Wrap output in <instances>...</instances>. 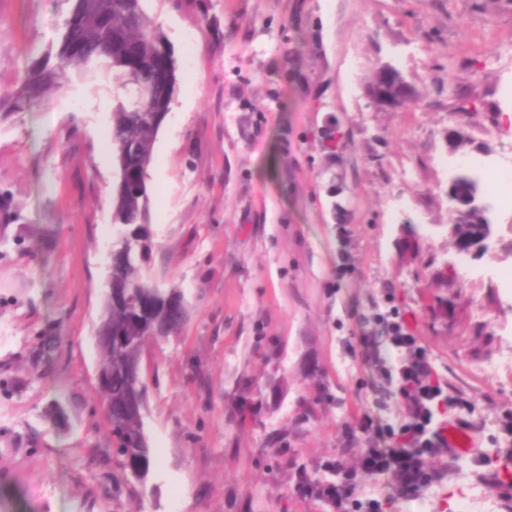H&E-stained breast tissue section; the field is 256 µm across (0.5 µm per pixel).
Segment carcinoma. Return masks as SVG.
Masks as SVG:
<instances>
[{
  "label": "carcinoma",
  "instance_id": "carcinoma-1",
  "mask_svg": "<svg viewBox=\"0 0 512 512\" xmlns=\"http://www.w3.org/2000/svg\"><path fill=\"white\" fill-rule=\"evenodd\" d=\"M143 0H73L64 19L55 53L34 58L21 86L0 95L14 112H22L52 91L66 89L74 73H103L112 77L110 146L116 170L112 191V265L107 286L128 298L118 303L104 298L99 323L112 329V341L98 343L100 371L108 378L97 386L102 407L112 408L105 426L113 444L120 445L114 463L123 479L144 486L153 463V449L143 416L127 413L131 398L147 392V383L132 376L135 358L146 352L161 329L188 317L182 291L161 288L144 273L155 248L149 226L150 194L145 172L151 162L160 125L152 114L171 110L177 68L168 37ZM296 475L295 494L316 501L324 512H336V488L343 470L290 460Z\"/></svg>",
  "mask_w": 512,
  "mask_h": 512
}]
</instances>
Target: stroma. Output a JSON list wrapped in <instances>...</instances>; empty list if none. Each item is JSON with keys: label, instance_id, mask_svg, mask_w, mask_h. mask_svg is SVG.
<instances>
[{"label": "stroma", "instance_id": "stroma-1", "mask_svg": "<svg viewBox=\"0 0 512 512\" xmlns=\"http://www.w3.org/2000/svg\"><path fill=\"white\" fill-rule=\"evenodd\" d=\"M177 59L175 101L148 169L151 280L184 294L180 335L148 346L144 421L157 463L142 493L112 476L94 332L112 244L111 84L74 76L0 112V512H279L290 468L354 467L342 424L404 408L353 346L358 314L396 306L496 448L512 411V258L469 260L445 225L458 158L512 160V0H144ZM62 22L56 0H0V88ZM400 69L417 100L366 94ZM334 129L328 145L325 129ZM447 294L448 322L432 296ZM252 379L240 407L237 387ZM246 422H239V415ZM512 512L468 463L390 512Z\"/></svg>", "mask_w": 512, "mask_h": 512}]
</instances>
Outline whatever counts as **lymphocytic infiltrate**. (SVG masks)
<instances>
[{
    "label": "lymphocytic infiltrate",
    "mask_w": 512,
    "mask_h": 512,
    "mask_svg": "<svg viewBox=\"0 0 512 512\" xmlns=\"http://www.w3.org/2000/svg\"><path fill=\"white\" fill-rule=\"evenodd\" d=\"M432 393L448 408L454 409L461 404L458 396L447 392L439 381L434 380L428 356L422 351L414 362L403 365L402 383L397 388V396L410 412L411 421L398 431L393 425L365 413L346 425L344 430L347 443L363 440L370 444L359 461L358 471L388 476L401 499L417 498L423 489L437 483L439 471L433 460L438 449H447L449 460L460 458L459 449L450 445L449 431L455 430L469 437L474 434L471 424L457 417L448 418L443 430H431L427 398Z\"/></svg>",
    "instance_id": "f902f5d3"
}]
</instances>
